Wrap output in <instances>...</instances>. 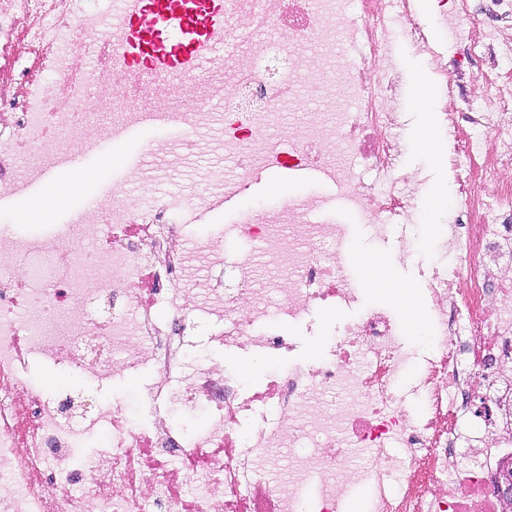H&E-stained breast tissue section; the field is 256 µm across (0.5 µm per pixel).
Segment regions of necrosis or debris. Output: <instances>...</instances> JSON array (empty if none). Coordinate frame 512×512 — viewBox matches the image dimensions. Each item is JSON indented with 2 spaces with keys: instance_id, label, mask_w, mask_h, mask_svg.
I'll use <instances>...</instances> for the list:
<instances>
[{
  "instance_id": "obj_1",
  "label": "necrosis or debris",
  "mask_w": 512,
  "mask_h": 512,
  "mask_svg": "<svg viewBox=\"0 0 512 512\" xmlns=\"http://www.w3.org/2000/svg\"><path fill=\"white\" fill-rule=\"evenodd\" d=\"M461 48L431 52L412 0H224L228 33L274 32L186 71H133L124 29L85 0H0V196L19 194L112 130L175 122L183 154L200 132L224 123V154L240 171L184 198L155 197L139 171L72 211L68 223L21 234L0 225V512H344L369 486L370 512H502L498 485L512 449V0H433ZM429 56L443 93L448 176L457 217L440 240L444 265L426 278L435 345L411 395L391 313L369 309L338 327L328 355L262 383L245 384L223 364L183 378L182 347L201 325L223 321L224 348L269 354L288 336L264 328L318 306L357 300L339 224L309 220L322 202L293 196L224 230L187 239L188 212L247 189L261 169L317 164L376 236L408 222L412 195L384 183L401 161L400 76L386 58L393 35ZM108 60L85 64L89 44ZM340 85L355 107L312 112L270 134L268 118L297 78ZM228 106L224 116L202 99ZM123 109L99 121L112 101ZM374 172L366 181L356 167ZM139 193H131V182ZM241 243L228 254L224 237ZM91 243L87 252L72 242ZM229 267L238 287L208 270ZM77 368L107 381L150 368L133 424L120 403L75 422L67 396L23 380L28 359ZM342 392V406L326 404ZM206 410L192 431L170 404ZM107 447L80 459L93 433ZM294 454L282 478L257 470L277 449Z\"/></svg>"
}]
</instances>
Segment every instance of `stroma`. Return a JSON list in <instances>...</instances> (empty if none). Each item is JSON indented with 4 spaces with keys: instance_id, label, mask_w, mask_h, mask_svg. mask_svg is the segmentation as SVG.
<instances>
[{
    "instance_id": "1",
    "label": "stroma",
    "mask_w": 512,
    "mask_h": 512,
    "mask_svg": "<svg viewBox=\"0 0 512 512\" xmlns=\"http://www.w3.org/2000/svg\"><path fill=\"white\" fill-rule=\"evenodd\" d=\"M393 64L404 83L402 90L403 125L401 128L403 155L400 171L415 175L418 179L415 200V220L398 224L389 230L384 241L375 240L359 214L344 209L336 203V188L332 183L315 179L294 185H278L275 171H268V179L252 184L243 195L240 210L221 214L200 209L194 214L188 226L190 235L196 236L211 230L236 223L241 211L256 207L271 206L293 195L309 194L322 197L326 203L324 211L315 214V221L340 223L346 226L345 252L351 273L357 282V302L350 308L334 311L328 308L315 309L313 314L299 322H288L278 318L268 320V327L288 334L294 347L285 354L269 356L250 348L221 349L210 336L191 337L185 348L187 372H194L203 358L224 362L230 372L242 374L244 380L257 384L274 370H288L295 365H313L322 360L329 350V338L333 326L343 324L363 311L387 307L400 327L401 339L413 361L405 370L401 387L409 389L413 382L418 363L428 355L432 347L429 331H412L404 307L396 303H384L376 290L368 287V272L361 259L368 253H379L382 266L391 283L412 293L417 298L416 313L429 318L430 313L422 303V288L425 273L440 259L439 242L445 225L454 223L456 212L452 205L453 188L448 176L446 139L436 120L435 103L442 94L435 81L427 58L406 43L401 36H394L389 45ZM421 79L428 91L425 103L414 100L409 83L412 78ZM431 130L430 142H423L424 130ZM223 124H215L198 137L193 155L181 164L168 167L160 160L149 158L145 153L147 144L153 141H167L176 146L180 130L176 127H138L133 132V150L139 164L149 165L153 176V193L159 197L173 194H192L204 184L205 177L214 167L224 169L226 177L236 173L234 159L225 158L222 150ZM101 156L87 155L81 158L77 169L60 173L61 181L71 184L81 182V190L68 197V203L54 210L55 223L67 222L71 208L92 201L111 189L113 181L122 179L129 172V165H107L102 155L112 152L111 143H103ZM25 376L41 386L47 393H66L78 405H85L88 396H96L101 403L115 400H134L139 392L145 391L153 381L150 369L123 378L103 383L85 381L71 369L46 362H35L28 366Z\"/></svg>"
}]
</instances>
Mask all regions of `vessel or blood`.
Returning <instances> with one entry per match:
<instances>
[{
  "label": "vessel or blood",
  "instance_id": "vessel-or-blood-1",
  "mask_svg": "<svg viewBox=\"0 0 512 512\" xmlns=\"http://www.w3.org/2000/svg\"><path fill=\"white\" fill-rule=\"evenodd\" d=\"M116 15L127 31L130 64L172 75L206 61L225 24L222 0H140L134 9L119 6Z\"/></svg>",
  "mask_w": 512,
  "mask_h": 512
}]
</instances>
